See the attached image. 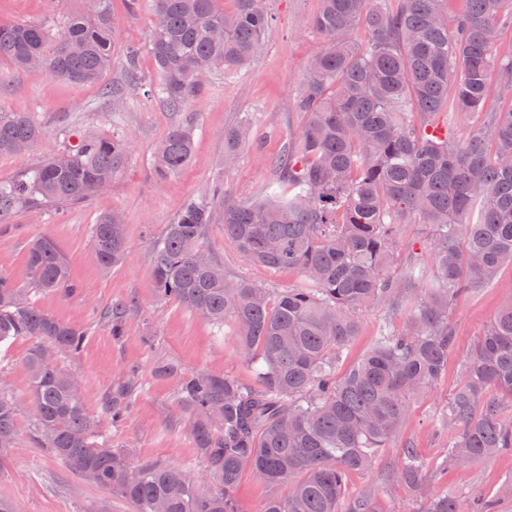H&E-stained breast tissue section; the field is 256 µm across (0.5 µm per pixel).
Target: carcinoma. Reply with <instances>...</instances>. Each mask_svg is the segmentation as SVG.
Returning <instances> with one entry per match:
<instances>
[{"instance_id": "carcinoma-1", "label": "carcinoma", "mask_w": 512, "mask_h": 512, "mask_svg": "<svg viewBox=\"0 0 512 512\" xmlns=\"http://www.w3.org/2000/svg\"><path fill=\"white\" fill-rule=\"evenodd\" d=\"M157 24L148 49L153 95L178 110L197 101L213 77L246 67L265 46L270 16L262 0H152ZM448 17L439 0H320L313 27L323 50L309 62L295 97L306 116L297 141L274 162L260 199L246 200L216 182L189 199L155 244L156 296L174 300L218 330L229 323L240 353L257 363L258 383L185 371L169 364L159 376L178 379L177 401L204 462L199 479L179 466L135 464L97 434L78 375L58 364L82 348L86 333L34 306L31 289L0 273V348L32 342L27 365L36 441L74 473L131 504L133 512H247L236 497L244 470L269 490L258 512H382L376 496L345 497L349 473L404 426L414 400L437 384L457 337L448 307L463 292L484 288L512 264V56L495 59L490 44L512 25V0H464ZM111 0L72 15L59 29L45 23L0 25V65L12 72L43 68L52 77L94 83L112 66ZM358 25L368 44L352 41ZM141 81L130 52L120 82ZM498 105L488 108L490 87ZM487 111L462 139L452 130ZM41 130L28 113L0 107V156L34 145ZM256 131L247 121L224 131V167L232 169ZM194 151L193 131L173 126L153 169L160 182L180 173ZM127 143L86 134L61 153L0 183V224L22 208L38 213L84 203L112 186L127 160ZM221 219L224 237L249 263L295 270L309 283L273 293L197 250L206 227ZM405 224L431 235L432 264L392 269ZM104 269L127 254L118 214L91 227ZM34 288L71 293L65 257L48 235L27 252ZM128 303L105 312L123 335ZM407 314L396 329L380 325L372 348L336 376L343 350L359 334L361 309ZM0 378V468L17 441L18 404ZM132 387L109 399L123 419ZM512 300L503 305L465 361L462 380L437 415L448 434L443 470L512 453ZM387 489L404 490L416 512H499L495 498L429 488L425 464L409 445L399 449Z\"/></svg>"}]
</instances>
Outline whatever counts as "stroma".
Returning <instances> with one entry per match:
<instances>
[{
  "instance_id": "35a3bbf8",
  "label": "stroma",
  "mask_w": 512,
  "mask_h": 512,
  "mask_svg": "<svg viewBox=\"0 0 512 512\" xmlns=\"http://www.w3.org/2000/svg\"><path fill=\"white\" fill-rule=\"evenodd\" d=\"M264 5L272 22L263 53L241 71L215 75L201 99L177 112L148 94L146 88L155 79L154 61L147 49L156 23L150 0H140L133 12L127 0H112L117 38L112 67L101 81L74 84L29 69L0 84V106L28 112L42 129L28 152L0 157L1 183L62 151L82 134H107L128 143L126 164L106 192L60 214L50 209L34 216L22 210L10 223L0 224V272L29 286L26 255L31 239L46 234L55 240L78 290L69 295L36 291L33 302L56 319L86 331L83 348L65 358L64 365L80 376L86 404L98 417L99 432L134 462L178 465L193 477L200 475L202 462L188 416L175 399L177 379L156 376V364L167 362L185 370L229 375L247 385L255 384L256 376L232 335L218 333L210 323L177 304L156 299L151 281L152 243L175 221L188 199L202 194L215 181H223L227 190L240 197H260L271 178L272 160L294 142L305 122L295 106V93L310 57L323 48L312 25L319 0H264ZM80 7L81 0H0V24L59 22ZM131 48L139 51L143 85L123 87L113 98L104 95V87L118 76ZM242 119L253 124L259 138L242 151L235 168L217 173L215 161L224 150V131ZM178 123L192 124L194 154L184 170L161 184L151 160L159 143ZM112 211L123 216L128 254L122 264L105 270L92 252L90 226ZM205 242L229 276L276 292L307 285L298 272H273L247 263L235 244L225 238L223 225H209ZM511 298L512 265H507L492 284L456 299L449 318L457 348L448 357L447 370L414 401L407 423L391 447L368 469L349 475L348 495L380 490L389 463L405 445L418 448L432 462L443 455L445 440L435 433V418L459 385L464 360L500 306ZM128 300L135 306L126 330L123 336H113L110 322L100 313L113 303ZM384 318L380 310L360 311L359 334L337 363V373H344L372 347ZM30 347L29 340L20 339L0 351V374L20 405L17 445L0 471V498L12 501L17 512H132L130 504L73 473L37 443L27 395ZM132 373L144 389L132 396L125 420L116 426L106 402ZM511 483L512 454L434 479L440 491L497 497L501 512H512V497L506 493Z\"/></svg>"
}]
</instances>
